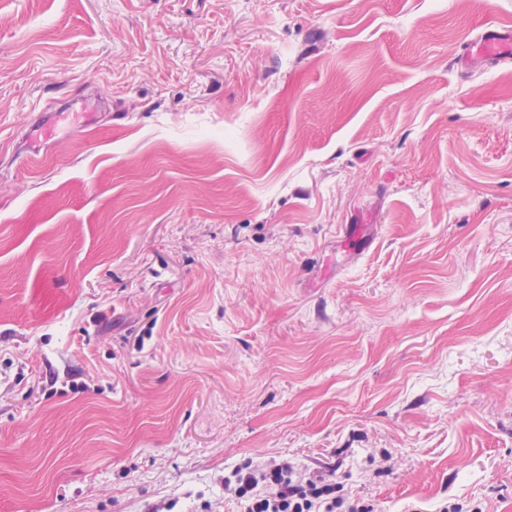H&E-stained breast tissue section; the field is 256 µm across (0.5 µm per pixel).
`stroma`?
Masks as SVG:
<instances>
[{
    "label": "stroma",
    "instance_id": "stroma-1",
    "mask_svg": "<svg viewBox=\"0 0 512 512\" xmlns=\"http://www.w3.org/2000/svg\"><path fill=\"white\" fill-rule=\"evenodd\" d=\"M496 27L0 0V512H228L288 456L373 512H512V62L459 64Z\"/></svg>",
    "mask_w": 512,
    "mask_h": 512
}]
</instances>
